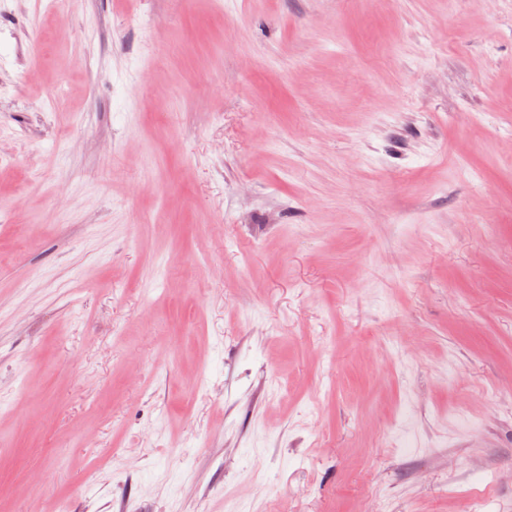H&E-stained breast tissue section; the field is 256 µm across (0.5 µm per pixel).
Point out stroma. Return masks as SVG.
Here are the masks:
<instances>
[{
	"instance_id": "35a3bbf8",
	"label": "stroma",
	"mask_w": 512,
	"mask_h": 512,
	"mask_svg": "<svg viewBox=\"0 0 512 512\" xmlns=\"http://www.w3.org/2000/svg\"><path fill=\"white\" fill-rule=\"evenodd\" d=\"M512 512V0H0V512Z\"/></svg>"
}]
</instances>
